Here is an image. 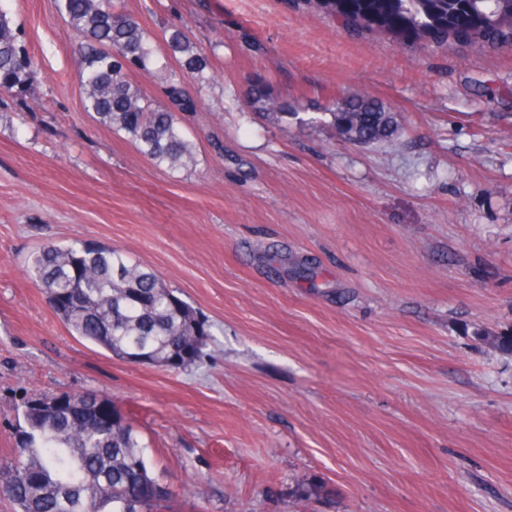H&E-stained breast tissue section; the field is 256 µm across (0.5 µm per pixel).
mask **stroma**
<instances>
[{
    "label": "stroma",
    "mask_w": 512,
    "mask_h": 512,
    "mask_svg": "<svg viewBox=\"0 0 512 512\" xmlns=\"http://www.w3.org/2000/svg\"><path fill=\"white\" fill-rule=\"evenodd\" d=\"M9 7L37 71L0 93V463L27 395L94 392L172 489L161 512H512V353L488 342L512 334V47L400 46L294 0H120L170 72L168 27L209 55L173 172L84 111L54 0ZM259 75L297 115L253 113ZM333 92L396 112L394 143L315 121ZM76 239L199 310L201 359L71 335L27 271Z\"/></svg>",
    "instance_id": "1"
}]
</instances>
